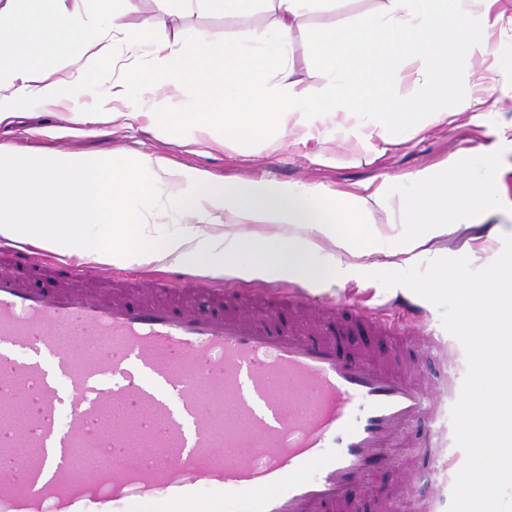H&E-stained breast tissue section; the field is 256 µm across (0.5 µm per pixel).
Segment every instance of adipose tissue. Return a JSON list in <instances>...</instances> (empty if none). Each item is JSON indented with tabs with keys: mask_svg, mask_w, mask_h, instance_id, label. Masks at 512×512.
<instances>
[{
	"mask_svg": "<svg viewBox=\"0 0 512 512\" xmlns=\"http://www.w3.org/2000/svg\"><path fill=\"white\" fill-rule=\"evenodd\" d=\"M273 14L269 26L245 31L234 43L206 32L190 35L191 50L177 42L153 37L151 23L129 31L125 17L136 0H82L68 9L65 0H0V125L10 123L14 102L67 104L82 123L101 115L132 119L137 94L162 93L171 104L185 89L191 100L173 122L207 134L224 130L241 140L267 127L295 118L313 122L317 112H359L371 117L379 135L393 120L416 112L448 114V96L456 87L458 65L487 46L486 35L512 27V13L501 0H383L379 11L349 25L314 33V54L328 78V91L319 105L293 79L288 68V42L293 25L315 0H266ZM122 41H115V34ZM149 53V71H128L113 79L117 55ZM63 54L73 67L70 78L58 76L48 59ZM426 59L429 68L420 97L389 94L388 86L402 80L403 59ZM101 78L89 94V74ZM92 105H85L86 96ZM482 173L473 177L463 161L440 169L422 170L412 180L405 204L419 233L401 241L380 234L368 214L384 194L343 196L342 207L361 235L338 233L317 204L315 188L270 181L231 183L210 174H191L193 187L173 194L176 211L195 219L184 227L153 237L127 229L136 213L148 212L153 200L145 188L170 176L159 160L102 162L89 156L36 155L18 150L0 157V237L36 243L79 260L125 264L205 265L211 275L285 278L304 285H327L328 269L312 258L323 240L359 255L382 254L377 271L391 272L411 264L416 248L456 227L493 217L501 207L498 194L500 160L479 150ZM142 189L138 208L126 202L130 188ZM231 220L221 233L212 232L220 217ZM502 227L491 228L474 243L487 257V274L474 287L475 312L464 315L460 331L476 337L483 374L490 391L466 402L468 442L482 454L496 453L501 422V394L512 390V298L499 295L502 279H512V261L503 260L496 244Z\"/></svg>",
	"mask_w": 512,
	"mask_h": 512,
	"instance_id": "adipose-tissue-1",
	"label": "adipose tissue"
}]
</instances>
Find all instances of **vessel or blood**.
I'll list each match as a JSON object with an SVG mask.
<instances>
[{"label":"vessel or blood","instance_id":"vessel-or-blood-1","mask_svg":"<svg viewBox=\"0 0 512 512\" xmlns=\"http://www.w3.org/2000/svg\"><path fill=\"white\" fill-rule=\"evenodd\" d=\"M97 276L19 249L0 270V512H356L443 413L442 379L392 365L381 313L243 304L179 272L136 278L132 302L86 289Z\"/></svg>","mask_w":512,"mask_h":512}]
</instances>
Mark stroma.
<instances>
[{
    "mask_svg": "<svg viewBox=\"0 0 512 512\" xmlns=\"http://www.w3.org/2000/svg\"><path fill=\"white\" fill-rule=\"evenodd\" d=\"M380 0H330L320 10L305 14L290 39V64L294 79L308 86L314 99H321L326 80L313 58L311 35L321 27L356 23L376 13ZM157 21L154 34L176 40L195 30L233 42L242 30L263 27L272 20L264 4L243 15H224L192 8L175 15L165 14L159 0H137V8L126 16L128 29H136L144 19ZM490 44L503 46L504 54H476L460 62L461 79L454 90L462 96L477 89L482 77L495 79L503 88L512 87V30L494 32ZM140 117L125 122L103 120L76 128L70 112L61 106L39 103L19 104L11 124L0 125V150L23 148L34 154L47 152L90 156L101 160L121 157L133 162L159 159L175 171L207 172L239 180H266L282 184H304L316 188L325 206L334 208L342 195L367 196L384 187L385 199L376 207L371 221L381 231L407 239L416 232L409 224L404 201L415 173L436 169L457 158L478 166L471 148L485 147L497 153L502 166L500 194L502 208L490 220L460 227L447 238L432 241L428 251L415 263L368 282L363 265L376 262V255L359 257L324 241L320 263H333L335 281L329 289L308 288V295L323 301L364 303L367 307L392 312L400 300L414 303L420 311L423 332L445 339L452 360L448 371L452 391L467 400L485 383L477 372L480 354L473 337L459 331L462 292L451 289L433 292L428 282L435 268L461 271L468 282H480L486 267L483 256L469 252L467 239L485 234L495 224L512 222V103H487L479 111L461 112L446 120L433 113L414 116L417 135H408L403 124H392L384 137L362 140L360 132L369 115L322 112L313 127L290 125L259 132L253 138L227 140L221 131L210 136L176 126L156 116V101L146 96L140 102ZM400 466L391 473L373 478L367 491V512H376L383 499L399 498L407 481L429 493L439 486L443 499L438 512H472L461 478L471 465L461 459L458 470L438 471L429 460L418 459L412 449L396 451Z\"/></svg>",
    "mask_w": 512,
    "mask_h": 512,
    "instance_id": "stroma-1",
    "label": "stroma"
}]
</instances>
